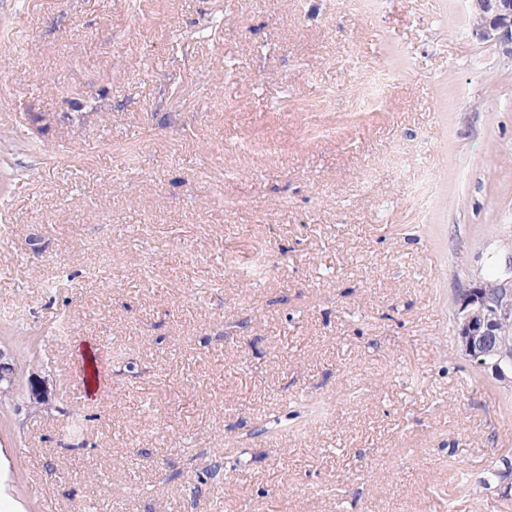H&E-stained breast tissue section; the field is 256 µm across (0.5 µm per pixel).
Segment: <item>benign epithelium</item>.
<instances>
[{"instance_id":"benign-epithelium-1","label":"benign epithelium","mask_w":512,"mask_h":512,"mask_svg":"<svg viewBox=\"0 0 512 512\" xmlns=\"http://www.w3.org/2000/svg\"><path fill=\"white\" fill-rule=\"evenodd\" d=\"M472 24L481 39L499 43L512 53V0H469ZM512 324V275L492 285L471 282L455 298V338L461 355L497 380L512 376V350L500 339ZM19 370L14 352L0 347V391H12ZM52 398L45 379L29 389L32 404L42 406Z\"/></svg>"}]
</instances>
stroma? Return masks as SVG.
Masks as SVG:
<instances>
[{
	"mask_svg": "<svg viewBox=\"0 0 512 512\" xmlns=\"http://www.w3.org/2000/svg\"><path fill=\"white\" fill-rule=\"evenodd\" d=\"M4 36L0 326L53 397L0 406V512H512V382L453 334L512 263L468 0H0Z\"/></svg>",
	"mask_w": 512,
	"mask_h": 512,
	"instance_id": "1",
	"label": "stroma"
}]
</instances>
